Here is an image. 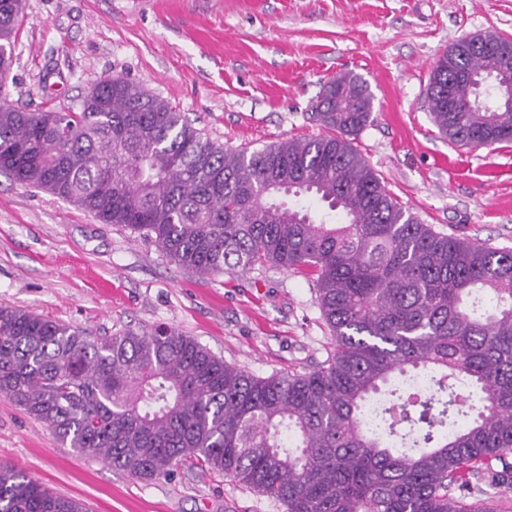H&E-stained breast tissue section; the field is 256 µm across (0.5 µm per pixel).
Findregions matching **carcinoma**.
<instances>
[{"mask_svg": "<svg viewBox=\"0 0 512 512\" xmlns=\"http://www.w3.org/2000/svg\"><path fill=\"white\" fill-rule=\"evenodd\" d=\"M21 9L0 0V73ZM93 91L61 110L0 104V172L198 274L313 278L332 351L261 377L172 328L93 336L1 306L0 395L137 479L191 461L287 512H494L466 495L475 480L512 493V249L395 200L353 146L372 121L366 82L324 85L313 117L329 134L252 152L122 77ZM511 96L512 40L484 32L440 56L426 98L450 143L485 147L512 141ZM0 512L85 508L1 467Z\"/></svg>", "mask_w": 512, "mask_h": 512, "instance_id": "1", "label": "carcinoma"}]
</instances>
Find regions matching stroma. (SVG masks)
Returning a JSON list of instances; mask_svg holds the SVG:
<instances>
[{
  "label": "stroma",
  "mask_w": 512,
  "mask_h": 512,
  "mask_svg": "<svg viewBox=\"0 0 512 512\" xmlns=\"http://www.w3.org/2000/svg\"><path fill=\"white\" fill-rule=\"evenodd\" d=\"M486 31L512 39V0H24L0 99L64 109L119 75L211 140L253 151L325 135L312 107L326 82L355 74L374 112L354 146L398 202L445 233L512 249V143L450 144L426 99L443 52ZM0 306L95 336L170 327L259 376L314 367L332 350L307 276L193 273L130 230L1 173ZM0 466L87 512H286L189 463L144 481L79 457L3 396Z\"/></svg>",
  "instance_id": "obj_1"
}]
</instances>
